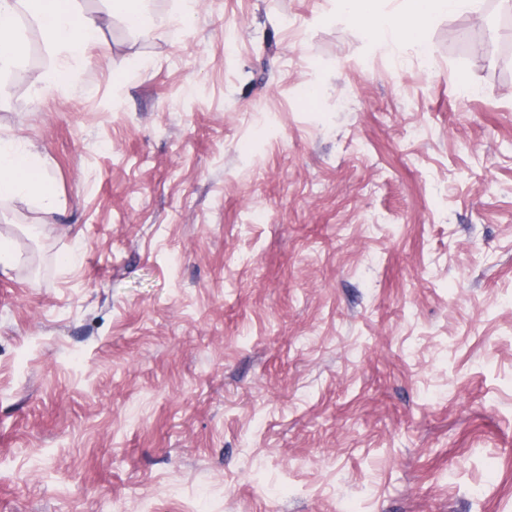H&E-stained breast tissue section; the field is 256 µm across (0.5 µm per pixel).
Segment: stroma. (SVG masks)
I'll use <instances>...</instances> for the list:
<instances>
[{"label": "stroma", "instance_id": "35a3bbf8", "mask_svg": "<svg viewBox=\"0 0 512 512\" xmlns=\"http://www.w3.org/2000/svg\"><path fill=\"white\" fill-rule=\"evenodd\" d=\"M0 135V512H512V61L433 69L328 0H152ZM478 88L460 94L457 78ZM317 87L316 98L306 91ZM74 255L61 264L62 255ZM31 200L44 214H54L60 201L53 182L30 143L19 138H0V202Z\"/></svg>", "mask_w": 512, "mask_h": 512}]
</instances>
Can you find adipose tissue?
Instances as JSON below:
<instances>
[{"label": "adipose tissue", "instance_id": "1", "mask_svg": "<svg viewBox=\"0 0 512 512\" xmlns=\"http://www.w3.org/2000/svg\"><path fill=\"white\" fill-rule=\"evenodd\" d=\"M110 16L120 18L135 31H150L166 24L152 12L147 0H106ZM487 0H397L388 14L383 0H333V16L352 21L362 29L369 46L387 49L402 45L418 55L430 53L427 32L441 15L482 17ZM39 32L52 61L43 76L44 89L70 81L75 62L95 42L96 18L86 15L80 0H0V88L26 55V28ZM31 200L45 214L56 213L60 201L53 182L30 143L0 138V202Z\"/></svg>", "mask_w": 512, "mask_h": 512}]
</instances>
